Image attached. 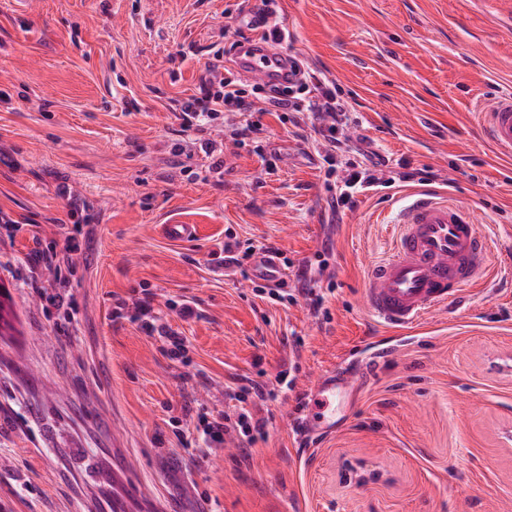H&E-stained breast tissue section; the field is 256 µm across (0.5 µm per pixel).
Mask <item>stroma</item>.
Wrapping results in <instances>:
<instances>
[{
    "mask_svg": "<svg viewBox=\"0 0 512 512\" xmlns=\"http://www.w3.org/2000/svg\"><path fill=\"white\" fill-rule=\"evenodd\" d=\"M246 2L0 0V212L18 224L0 281L19 329L0 338V512H512V160L477 123L512 91V0H277L291 37L276 51L332 82L347 136L389 160L386 184L336 217L345 161L328 167L310 125L257 112L264 136L244 142L232 113L183 128L201 76L237 67L225 50ZM404 159L471 210L496 276L395 332L363 293L413 189ZM173 220L194 237L169 238ZM230 235L280 253L291 301L225 276ZM49 245L69 254V322L26 285ZM145 290L185 356L113 318ZM184 299L196 317L178 316ZM383 345L342 429L301 443L300 396ZM284 370L264 434L206 440L199 413Z\"/></svg>",
    "mask_w": 512,
    "mask_h": 512,
    "instance_id": "stroma-1",
    "label": "stroma"
}]
</instances>
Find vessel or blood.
Returning a JSON list of instances; mask_svg holds the SVG:
<instances>
[{"label":"vessel or blood","instance_id":"b4317fda","mask_svg":"<svg viewBox=\"0 0 512 512\" xmlns=\"http://www.w3.org/2000/svg\"><path fill=\"white\" fill-rule=\"evenodd\" d=\"M236 56L261 83L287 85L292 78L287 56L264 42H242ZM487 139L504 157L512 156V93L499 96L482 114ZM398 231L389 254L370 266L364 306L382 327L405 329L417 325L428 311L465 302L470 291L491 276L490 245L469 210L447 193L415 191L398 212ZM253 274L266 283L285 279L286 271L273 254L260 250L251 261ZM359 372L339 362L301 399L304 433L327 439L345 421L350 392Z\"/></svg>","mask_w":512,"mask_h":512}]
</instances>
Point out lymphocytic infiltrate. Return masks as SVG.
<instances>
[{
    "instance_id": "obj_1",
    "label": "lymphocytic infiltrate",
    "mask_w": 512,
    "mask_h": 512,
    "mask_svg": "<svg viewBox=\"0 0 512 512\" xmlns=\"http://www.w3.org/2000/svg\"><path fill=\"white\" fill-rule=\"evenodd\" d=\"M259 100L267 105L269 111L303 113L308 119L318 121L317 132L323 139L326 162H335L337 157L348 153L363 154L361 144L350 142L344 135L350 120L344 102L336 89L320 82L312 87L305 83L296 88L288 86L276 92L259 85L247 90L242 88L235 72L229 70L220 78H202L198 93L182 101L180 110L185 128L190 129L210 123L225 112L254 111ZM387 166L384 160L370 162L362 168L356 163H349L343 184L331 201L332 211L340 214L354 209L359 194L384 183ZM275 390L253 381L239 386L235 393L239 403L237 410L202 415L204 435L220 441L230 434L247 438L263 434L266 419L262 411L269 401L275 400Z\"/></svg>"
}]
</instances>
